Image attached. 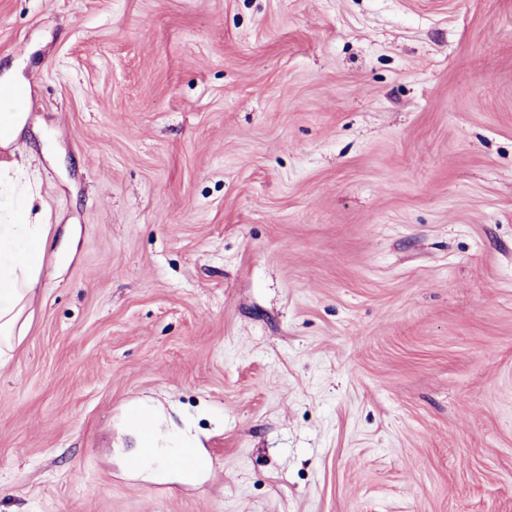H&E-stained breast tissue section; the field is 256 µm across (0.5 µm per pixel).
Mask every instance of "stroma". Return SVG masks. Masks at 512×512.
I'll return each instance as SVG.
<instances>
[{"label":"stroma","instance_id":"obj_1","mask_svg":"<svg viewBox=\"0 0 512 512\" xmlns=\"http://www.w3.org/2000/svg\"><path fill=\"white\" fill-rule=\"evenodd\" d=\"M1 84L0 512H512V0H0ZM20 212L12 224H0V363L7 362L20 341V319L37 288L46 248L48 225Z\"/></svg>","mask_w":512,"mask_h":512}]
</instances>
